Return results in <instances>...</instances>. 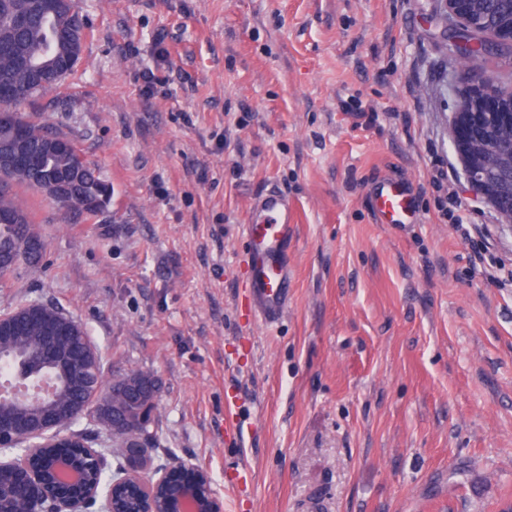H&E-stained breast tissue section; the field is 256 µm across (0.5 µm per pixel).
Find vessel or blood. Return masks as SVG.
Returning <instances> with one entry per match:
<instances>
[{
	"instance_id": "vessel-or-blood-1",
	"label": "vessel or blood",
	"mask_w": 512,
	"mask_h": 512,
	"mask_svg": "<svg viewBox=\"0 0 512 512\" xmlns=\"http://www.w3.org/2000/svg\"><path fill=\"white\" fill-rule=\"evenodd\" d=\"M376 211L384 224L409 223L411 201L398 181H384ZM295 214L286 194L269 191L255 204L243 235L249 249L250 308L263 323H278L288 310L290 280L285 253L295 228Z\"/></svg>"
}]
</instances>
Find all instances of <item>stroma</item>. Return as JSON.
<instances>
[{
    "label": "stroma",
    "instance_id": "stroma-1",
    "mask_svg": "<svg viewBox=\"0 0 512 512\" xmlns=\"http://www.w3.org/2000/svg\"><path fill=\"white\" fill-rule=\"evenodd\" d=\"M76 8L89 38L69 94L24 111L73 135L109 203L68 221L16 187L45 251L0 286V314L57 303L105 377L153 373L154 465L206 470L224 512L512 507V287L474 271L438 212L455 197L489 229V257L512 263V228L468 186L451 134L455 86L512 66H458L442 0ZM388 177L420 223L379 222ZM272 187L297 223L288 311L269 327L247 308L241 226Z\"/></svg>",
    "mask_w": 512,
    "mask_h": 512
}]
</instances>
